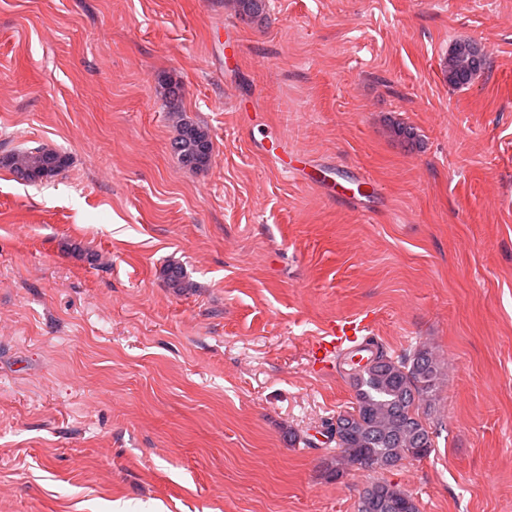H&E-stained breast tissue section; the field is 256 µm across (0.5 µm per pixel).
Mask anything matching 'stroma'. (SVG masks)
I'll use <instances>...</instances> for the list:
<instances>
[{
	"label": "stroma",
	"instance_id": "1",
	"mask_svg": "<svg viewBox=\"0 0 512 512\" xmlns=\"http://www.w3.org/2000/svg\"><path fill=\"white\" fill-rule=\"evenodd\" d=\"M268 2L257 24L229 0H0V156L70 159L0 168V512H357L376 481L512 512V0ZM462 40L488 64L458 89ZM169 81L206 169L172 149ZM273 138L307 180L256 151ZM343 316L438 354L430 456L325 476L355 393L311 349ZM69 165L68 156L46 146L0 157V166L9 168L18 179L31 183L51 179Z\"/></svg>",
	"mask_w": 512,
	"mask_h": 512
}]
</instances>
